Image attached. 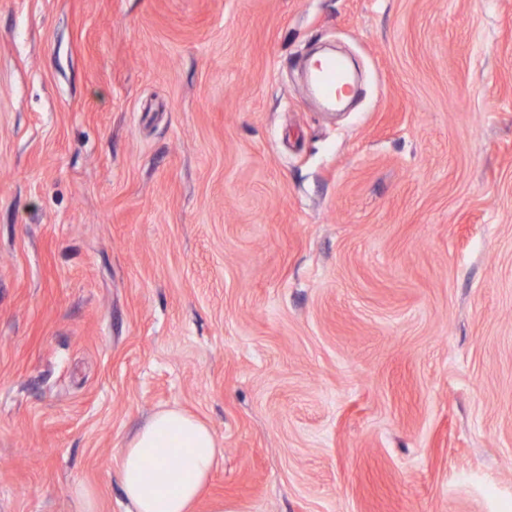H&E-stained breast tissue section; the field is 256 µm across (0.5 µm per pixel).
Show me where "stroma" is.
<instances>
[{
	"instance_id": "stroma-1",
	"label": "stroma",
	"mask_w": 512,
	"mask_h": 512,
	"mask_svg": "<svg viewBox=\"0 0 512 512\" xmlns=\"http://www.w3.org/2000/svg\"><path fill=\"white\" fill-rule=\"evenodd\" d=\"M173 405L196 512H512V0H0V512ZM314 85L325 100L331 101L346 89L343 64L336 60L323 62L313 74Z\"/></svg>"
}]
</instances>
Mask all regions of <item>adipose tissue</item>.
<instances>
[{"instance_id": "ef3b65f1", "label": "adipose tissue", "mask_w": 512, "mask_h": 512, "mask_svg": "<svg viewBox=\"0 0 512 512\" xmlns=\"http://www.w3.org/2000/svg\"><path fill=\"white\" fill-rule=\"evenodd\" d=\"M222 454L215 432L198 417L177 407L153 413L119 452L126 512H195Z\"/></svg>"}]
</instances>
